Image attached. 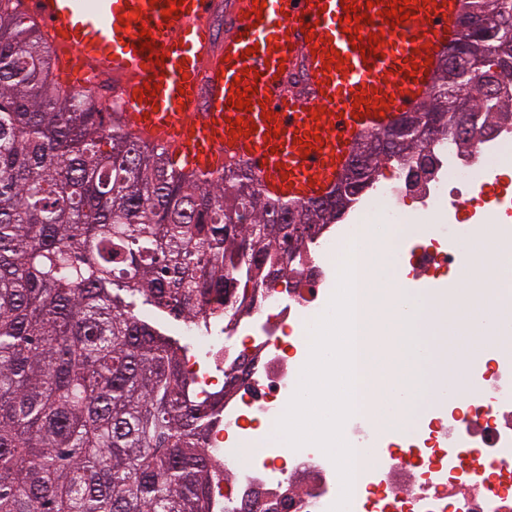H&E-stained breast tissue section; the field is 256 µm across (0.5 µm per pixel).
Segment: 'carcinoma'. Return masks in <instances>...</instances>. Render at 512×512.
<instances>
[{
    "label": "carcinoma",
    "mask_w": 512,
    "mask_h": 512,
    "mask_svg": "<svg viewBox=\"0 0 512 512\" xmlns=\"http://www.w3.org/2000/svg\"><path fill=\"white\" fill-rule=\"evenodd\" d=\"M487 31H462L433 90L400 122L366 135L326 200L262 193L247 168L202 182L165 152L104 123L89 91L62 86L50 49L0 0V512H215L229 473L206 452L220 417L183 369L185 346L141 315L205 314L247 298L332 224L385 160L441 133L468 141L512 77L503 0H461ZM480 72L464 83L460 70ZM502 111V108L495 109Z\"/></svg>",
    "instance_id": "obj_1"
}]
</instances>
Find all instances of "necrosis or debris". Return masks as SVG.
I'll return each mask as SVG.
<instances>
[{
  "mask_svg": "<svg viewBox=\"0 0 512 512\" xmlns=\"http://www.w3.org/2000/svg\"><path fill=\"white\" fill-rule=\"evenodd\" d=\"M423 168L389 160L379 175L337 217L301 247V259L283 287L257 288L250 309L232 324L214 321L199 330L181 324L197 346L186 368L199 397L221 398L208 452L232 474L213 497L223 512L259 500L265 512H329L339 494L337 468L319 449L292 448L275 434L277 420L295 393L309 344L308 328L328 307L338 280L336 254L358 227L415 224L419 238L394 240L392 253L410 278L429 271L493 275L494 253L482 250L477 233L486 224L512 220V114H495L479 127L472 146L435 135ZM245 364L242 380L224 386V367ZM445 406L385 445L382 428L355 411L342 435L352 449L368 448L373 461L357 466L361 494L348 512H512V463L500 453L512 443V344L474 346ZM260 456L239 468V452Z\"/></svg>",
  "mask_w": 512,
  "mask_h": 512,
  "instance_id": "obj_1",
  "label": "necrosis or debris"
}]
</instances>
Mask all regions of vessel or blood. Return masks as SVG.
<instances>
[{
    "label": "vessel or blood",
    "mask_w": 512,
    "mask_h": 512,
    "mask_svg": "<svg viewBox=\"0 0 512 512\" xmlns=\"http://www.w3.org/2000/svg\"><path fill=\"white\" fill-rule=\"evenodd\" d=\"M265 2L257 17L252 0H184L169 20L167 0H21L20 8L46 39L57 79L91 92L108 81L105 111L173 166L204 181L245 167L266 195L323 199L359 139L388 130L430 93L437 59L461 34L459 3L412 0L408 19L392 26L391 0H349L370 18L362 35L380 37L364 55L342 30L340 0ZM335 52L341 66L324 69ZM293 74L301 93L285 91ZM240 86L251 91V110L231 105ZM359 96L364 106H355Z\"/></svg>",
    "instance_id": "1"
}]
</instances>
